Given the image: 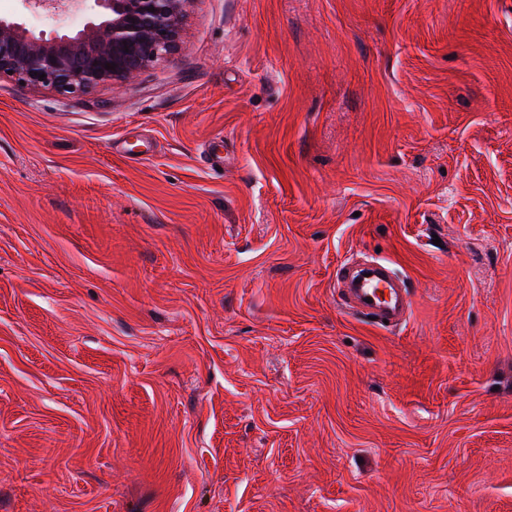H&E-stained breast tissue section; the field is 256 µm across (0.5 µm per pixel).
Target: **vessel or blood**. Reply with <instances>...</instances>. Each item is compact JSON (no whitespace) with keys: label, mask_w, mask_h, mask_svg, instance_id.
Returning <instances> with one entry per match:
<instances>
[{"label":"vessel or blood","mask_w":512,"mask_h":512,"mask_svg":"<svg viewBox=\"0 0 512 512\" xmlns=\"http://www.w3.org/2000/svg\"><path fill=\"white\" fill-rule=\"evenodd\" d=\"M348 280L350 288L345 305L350 312L394 325L404 319L411 307L408 290L393 277L387 262L351 273Z\"/></svg>","instance_id":"obj_1"}]
</instances>
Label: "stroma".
Wrapping results in <instances>:
<instances>
[{"label":"stroma","mask_w":512,"mask_h":512,"mask_svg":"<svg viewBox=\"0 0 512 512\" xmlns=\"http://www.w3.org/2000/svg\"><path fill=\"white\" fill-rule=\"evenodd\" d=\"M0 512H512V0H194L122 85L1 77ZM388 264L385 261L377 262L375 266L351 274L341 267L337 275L341 274L349 280L350 288L345 302L347 311L368 314L377 323L390 327L404 319L411 307V297L408 290L393 277ZM367 298L371 299V303L366 302Z\"/></svg>","instance_id":"obj_1"}]
</instances>
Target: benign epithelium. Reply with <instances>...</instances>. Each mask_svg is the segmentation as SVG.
<instances>
[{"label": "benign epithelium", "mask_w": 512, "mask_h": 512, "mask_svg": "<svg viewBox=\"0 0 512 512\" xmlns=\"http://www.w3.org/2000/svg\"><path fill=\"white\" fill-rule=\"evenodd\" d=\"M192 2L76 0L90 18L67 33H37L15 16L0 15V77L65 97L120 85L176 51Z\"/></svg>", "instance_id": "benign-epithelium-1"}]
</instances>
